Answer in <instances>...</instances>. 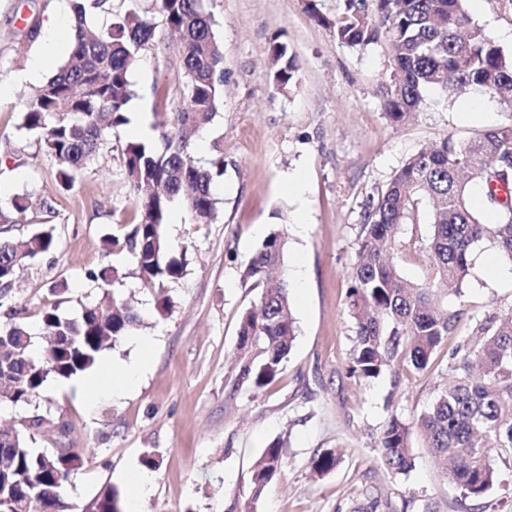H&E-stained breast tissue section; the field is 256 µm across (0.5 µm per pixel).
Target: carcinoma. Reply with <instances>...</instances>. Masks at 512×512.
<instances>
[{
	"instance_id": "carcinoma-1",
	"label": "carcinoma",
	"mask_w": 512,
	"mask_h": 512,
	"mask_svg": "<svg viewBox=\"0 0 512 512\" xmlns=\"http://www.w3.org/2000/svg\"><path fill=\"white\" fill-rule=\"evenodd\" d=\"M112 14V0H74L68 31L71 52L58 72L29 96L17 128L37 138L56 163L59 187L68 191L112 138L129 124L127 107L134 96L132 66L155 37V26L136 7ZM210 0H160L165 27L179 34L178 83L182 105L161 124L154 143L125 144L124 170L133 193L135 224L124 239L105 240L106 249L122 244L133 255L144 283L178 279L181 261L171 256L166 235L171 204L183 201L199 222L218 215L212 185L224 174L220 149L205 162L191 149L195 133L209 124L224 92V60L215 31ZM465 0H377L378 17L369 16L364 0H345L343 16L332 22L311 10L312 18L330 28L348 47L365 48L385 39L391 49L390 76L382 110L394 124L407 121L429 88L447 96L490 94L512 109V56L472 23ZM113 15L96 31L87 15ZM274 82L284 89L295 78L296 63L279 42L268 47ZM483 187L486 204L500 215L486 224L469 199V187ZM512 186V122L487 129L465 143L447 136L410 156L387 188L368 201L364 237L349 291L355 320V348L350 372L375 378L400 364L422 370L460 329L461 314L448 313V293H461L472 247L489 236L512 261V197L497 187ZM432 227L431 278L424 284L405 280L390 253L399 226L410 224L421 207ZM53 228L39 227L19 239L0 240V284L9 286L16 269L54 249ZM285 236H267L249 258L243 279L262 287L257 308L240 320L237 355L242 359L237 383L261 389L280 372L295 339L288 285L283 278ZM101 282L99 303L74 316L48 303L39 311L40 353L33 350L27 323L12 319L0 327V401L27 404L51 380L78 378L95 368L105 350L139 323L133 307L107 290L119 269L90 272ZM480 337L460 354L453 380L414 421L430 448L435 465L465 498H480L499 479L498 463L512 464V310L481 323ZM43 417L35 415L12 427L14 437L0 440V508L14 494L50 499L63 494L82 458L69 448L49 451L33 446V432ZM411 425L393 416L378 440L380 458L392 474L413 467ZM281 443L273 441L256 459L252 498L275 478ZM340 462L328 449L312 462L327 474ZM91 512H124L120 490L106 487Z\"/></svg>"
}]
</instances>
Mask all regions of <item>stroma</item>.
Masks as SVG:
<instances>
[{
	"label": "stroma",
	"mask_w": 512,
	"mask_h": 512,
	"mask_svg": "<svg viewBox=\"0 0 512 512\" xmlns=\"http://www.w3.org/2000/svg\"><path fill=\"white\" fill-rule=\"evenodd\" d=\"M344 0H212L224 53V98L212 122L193 137L197 158L213 145L224 155L215 183L216 219L198 224L174 202L166 232L184 272L155 287L144 286L128 251L106 252L103 240L124 237L134 211L125 179V138L113 139L79 174L71 190H59L55 161L19 131V112L37 82L27 71L40 43H28L31 20L73 21L71 0H0V240L52 227L56 247L17 269L0 291V314L23 309L30 330L37 312L59 301L68 314L98 302L103 291L87 273L107 265L121 277L113 289L135 307L133 335L118 338L104 356L112 363L142 358L147 369L119 396L108 387L85 389L84 378L48 382L30 404L0 403V424L39 414L38 448H70L83 458L65 487L75 512H86L106 486L131 495V481L148 476L139 512H512V468L480 498H463L434 466L419 434H412L414 465L404 475L381 466L376 441L390 417L414 422L451 377V352L470 343L467 331L450 335L427 368L385 371L364 380L349 371L355 322L349 289L363 235L365 205L384 191L406 159L444 137L465 142L512 117L488 95L446 97L428 89L405 125L392 126L381 108L390 73L385 41L364 49L340 44L311 10L333 18ZM472 20L505 53L512 54V0H480ZM285 43L297 64L292 88L277 90L267 48ZM180 49L166 28L135 63L128 105L131 124L154 126L157 91L175 89ZM301 174L308 200L305 226L288 178ZM30 197L26 213L11 208L14 195ZM286 240L284 277L302 268L303 289H290L295 340L275 381L261 390L235 386L239 320L256 305L260 289L245 284L244 266L270 233ZM430 225L405 224L396 235L400 274L421 284L432 274ZM484 239L471 253L460 295L449 311L475 320L512 310V282L485 277L482 256L495 252ZM63 294H54L58 283ZM169 313L158 318L159 297ZM150 342L148 349L134 337ZM282 444L281 466L260 497L251 494V468L268 443ZM341 448L334 471L319 477L312 460ZM157 464L143 465L144 456Z\"/></svg>",
	"instance_id": "obj_1"
}]
</instances>
